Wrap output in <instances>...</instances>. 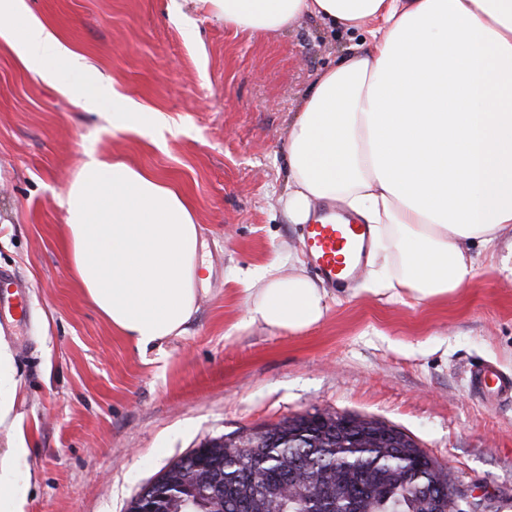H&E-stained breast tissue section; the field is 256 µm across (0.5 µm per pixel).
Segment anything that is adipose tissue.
Masks as SVG:
<instances>
[{"mask_svg":"<svg viewBox=\"0 0 512 512\" xmlns=\"http://www.w3.org/2000/svg\"><path fill=\"white\" fill-rule=\"evenodd\" d=\"M252 35L304 16L363 32L318 72L288 132L284 214L315 202L370 224L380 264L367 291L427 302L471 287V245L512 230V0H198ZM0 37L23 66L91 111L134 125L129 101L88 71L24 0H0ZM59 205L85 298L139 347L182 335L198 310L202 241L192 206L150 172L91 151ZM247 322L302 333L326 316L310 277L257 270Z\"/></svg>","mask_w":512,"mask_h":512,"instance_id":"adipose-tissue-1","label":"adipose tissue"}]
</instances>
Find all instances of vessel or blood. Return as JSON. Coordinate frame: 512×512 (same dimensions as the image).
Here are the masks:
<instances>
[{"mask_svg": "<svg viewBox=\"0 0 512 512\" xmlns=\"http://www.w3.org/2000/svg\"><path fill=\"white\" fill-rule=\"evenodd\" d=\"M302 236L315 275L336 286L357 280L368 256L371 229L336 204L320 206ZM29 318L27 287L16 276L0 275V330L14 331ZM470 383L497 400L512 399V376L492 365L472 367Z\"/></svg>", "mask_w": 512, "mask_h": 512, "instance_id": "1", "label": "vessel or blood"}]
</instances>
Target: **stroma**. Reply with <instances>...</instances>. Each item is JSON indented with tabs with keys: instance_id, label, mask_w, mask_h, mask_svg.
Masks as SVG:
<instances>
[{
	"instance_id": "35a3bbf8",
	"label": "stroma",
	"mask_w": 512,
	"mask_h": 512,
	"mask_svg": "<svg viewBox=\"0 0 512 512\" xmlns=\"http://www.w3.org/2000/svg\"><path fill=\"white\" fill-rule=\"evenodd\" d=\"M99 77L161 123L130 129L27 71L0 39V270L31 299L4 337L17 384L0 460L22 512H127L202 443L315 411L394 425L452 475L461 512H512V403L487 404L469 370L512 375V279L474 251L472 287L418 303L332 288L300 334L246 326L245 273H310L288 223V128L315 75L363 34L305 17L252 36L184 0H25ZM173 183L206 262L183 335L138 349L70 279L59 199L87 151ZM28 452L15 455L18 443Z\"/></svg>"
}]
</instances>
